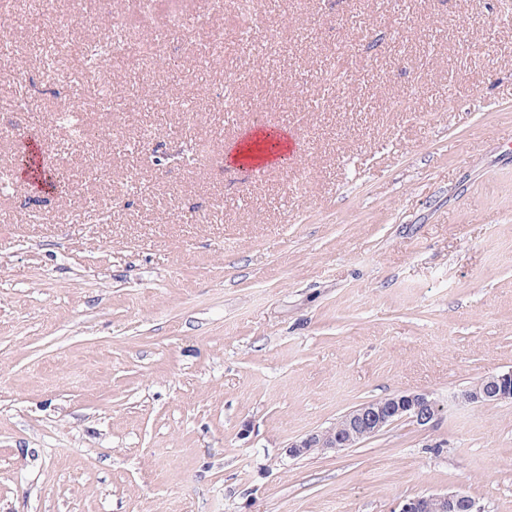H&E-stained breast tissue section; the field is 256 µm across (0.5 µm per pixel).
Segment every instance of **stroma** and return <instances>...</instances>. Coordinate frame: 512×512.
Segmentation results:
<instances>
[{
    "label": "stroma",
    "instance_id": "obj_1",
    "mask_svg": "<svg viewBox=\"0 0 512 512\" xmlns=\"http://www.w3.org/2000/svg\"><path fill=\"white\" fill-rule=\"evenodd\" d=\"M259 14L214 65L182 50L210 29L167 36L86 95L79 138L51 29L0 15L29 74L0 75V512H393L454 491L512 512V400L459 398L512 369V0ZM254 126L292 129L296 159L230 164ZM29 142L66 190L21 178ZM404 392L434 425L288 455Z\"/></svg>",
    "mask_w": 512,
    "mask_h": 512
}]
</instances>
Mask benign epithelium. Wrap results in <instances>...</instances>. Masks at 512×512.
Masks as SVG:
<instances>
[{
    "instance_id": "benign-epithelium-1",
    "label": "benign epithelium",
    "mask_w": 512,
    "mask_h": 512,
    "mask_svg": "<svg viewBox=\"0 0 512 512\" xmlns=\"http://www.w3.org/2000/svg\"><path fill=\"white\" fill-rule=\"evenodd\" d=\"M469 404L512 400V369L485 376L461 393ZM438 406L426 393L397 394L363 403L331 427L310 432L288 444V454L302 455L313 450H336L355 446L392 423L409 419L426 426L436 419ZM398 512H485L464 492L421 494L407 499Z\"/></svg>"
}]
</instances>
